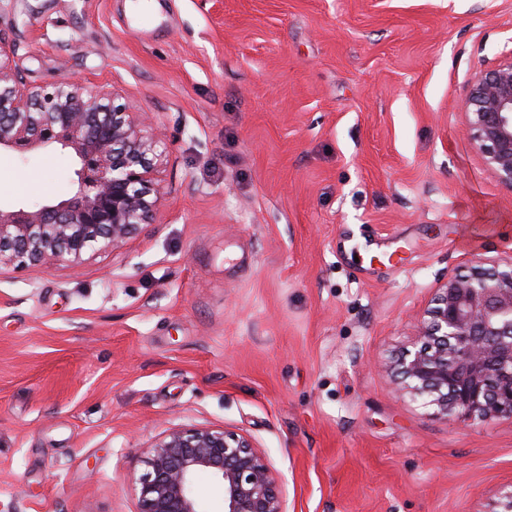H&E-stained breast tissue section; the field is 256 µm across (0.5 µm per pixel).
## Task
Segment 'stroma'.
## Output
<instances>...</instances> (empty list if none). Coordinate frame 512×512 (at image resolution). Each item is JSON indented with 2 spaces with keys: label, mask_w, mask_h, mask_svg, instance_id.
<instances>
[{
  "label": "stroma",
  "mask_w": 512,
  "mask_h": 512,
  "mask_svg": "<svg viewBox=\"0 0 512 512\" xmlns=\"http://www.w3.org/2000/svg\"><path fill=\"white\" fill-rule=\"evenodd\" d=\"M0 0L33 88L118 90L167 146L116 252L0 269V512H136L176 425L263 448L288 512H486L512 419H444L385 365L437 288L512 260V189L463 134L512 0ZM69 154L0 157V200Z\"/></svg>",
  "instance_id": "35a3bbf8"
}]
</instances>
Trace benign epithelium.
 I'll return each mask as SVG.
<instances>
[{
    "label": "benign epithelium",
    "mask_w": 512,
    "mask_h": 512,
    "mask_svg": "<svg viewBox=\"0 0 512 512\" xmlns=\"http://www.w3.org/2000/svg\"><path fill=\"white\" fill-rule=\"evenodd\" d=\"M10 54L0 36V154L67 149L77 169L63 196L0 203V268L77 267L123 248L159 204L153 175L166 151L149 133L150 117L113 89L70 80L32 89ZM462 111L466 135L512 189V58L475 76ZM417 336L393 362L404 393L445 419H512V262L448 279ZM143 465L136 512H199L193 484L203 471L222 482L224 512H287L281 479L242 433L172 427Z\"/></svg>",
    "instance_id": "benign-epithelium-1"
}]
</instances>
